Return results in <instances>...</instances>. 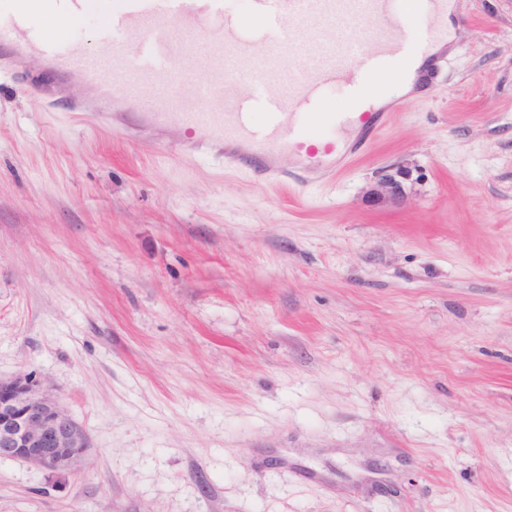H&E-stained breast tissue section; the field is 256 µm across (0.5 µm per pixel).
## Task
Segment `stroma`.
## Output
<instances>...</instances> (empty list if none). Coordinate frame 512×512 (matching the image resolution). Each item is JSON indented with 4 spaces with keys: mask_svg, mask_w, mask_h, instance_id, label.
<instances>
[{
    "mask_svg": "<svg viewBox=\"0 0 512 512\" xmlns=\"http://www.w3.org/2000/svg\"><path fill=\"white\" fill-rule=\"evenodd\" d=\"M323 189L130 142L0 70V374L86 429L0 512H512V0ZM399 182L396 207L367 196Z\"/></svg>",
    "mask_w": 512,
    "mask_h": 512,
    "instance_id": "1",
    "label": "stroma"
}]
</instances>
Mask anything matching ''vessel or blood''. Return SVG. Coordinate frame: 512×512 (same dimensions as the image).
<instances>
[{
    "mask_svg": "<svg viewBox=\"0 0 512 512\" xmlns=\"http://www.w3.org/2000/svg\"><path fill=\"white\" fill-rule=\"evenodd\" d=\"M90 7L0 0V68L40 56L90 87L81 110L94 122L133 141L202 131L184 154L260 171L276 187L289 182L287 155L301 184L331 182L401 109L411 63L448 39V0H113L94 50L45 34L50 16L82 17ZM410 14L420 24L408 23ZM189 45L202 64L184 95L175 91L176 65ZM216 86L223 96L209 97ZM336 87L346 107L326 111ZM131 96L145 105L135 128L121 112ZM255 112L261 122L252 121Z\"/></svg>",
    "mask_w": 512,
    "mask_h": 512,
    "instance_id": "obj_1",
    "label": "vessel or blood"
}]
</instances>
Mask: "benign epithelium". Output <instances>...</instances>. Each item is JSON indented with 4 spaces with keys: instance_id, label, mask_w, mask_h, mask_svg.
<instances>
[{
    "instance_id": "benign-epithelium-1",
    "label": "benign epithelium",
    "mask_w": 512,
    "mask_h": 512,
    "mask_svg": "<svg viewBox=\"0 0 512 512\" xmlns=\"http://www.w3.org/2000/svg\"><path fill=\"white\" fill-rule=\"evenodd\" d=\"M385 205L404 202L403 190L391 179L371 189ZM89 448L84 428L43 387L31 372L0 376V460H21L56 475L73 473Z\"/></svg>"
}]
</instances>
